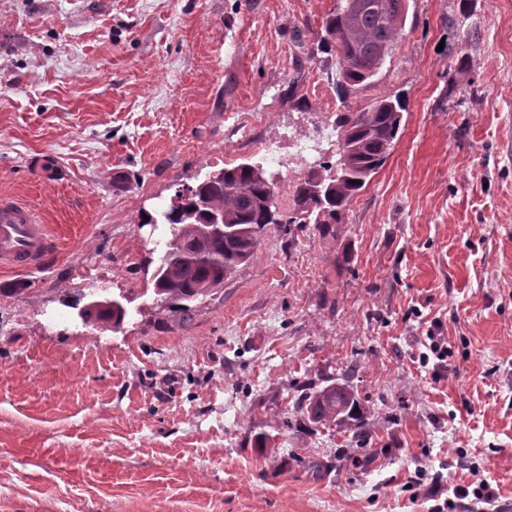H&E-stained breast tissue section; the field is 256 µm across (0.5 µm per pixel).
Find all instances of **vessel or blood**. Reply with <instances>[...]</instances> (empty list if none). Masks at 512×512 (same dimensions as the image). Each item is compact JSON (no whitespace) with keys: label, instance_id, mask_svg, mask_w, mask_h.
I'll return each instance as SVG.
<instances>
[{"label":"vessel or blood","instance_id":"b4317fda","mask_svg":"<svg viewBox=\"0 0 512 512\" xmlns=\"http://www.w3.org/2000/svg\"><path fill=\"white\" fill-rule=\"evenodd\" d=\"M52 244L49 230L25 202L0 197V268L40 267Z\"/></svg>","mask_w":512,"mask_h":512}]
</instances>
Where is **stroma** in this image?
Masks as SVG:
<instances>
[{
    "label": "stroma",
    "mask_w": 512,
    "mask_h": 512,
    "mask_svg": "<svg viewBox=\"0 0 512 512\" xmlns=\"http://www.w3.org/2000/svg\"><path fill=\"white\" fill-rule=\"evenodd\" d=\"M337 6L0 0V195L55 240L0 271V512H432L404 489L420 470L512 512V0H408L345 99L318 44ZM386 94L400 132L335 236L268 226L190 319L160 307L141 213L248 162L287 214L337 113ZM118 294L119 330L76 321ZM326 377L360 413L304 420L298 387ZM426 339L428 341L423 344L426 351L420 352L417 358L421 367H426L431 358L435 360L434 366L438 368L448 367V358L452 356L448 347V340L442 336H435L432 332H427Z\"/></svg>",
    "instance_id": "stroma-1"
}]
</instances>
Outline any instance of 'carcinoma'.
<instances>
[{"mask_svg":"<svg viewBox=\"0 0 512 512\" xmlns=\"http://www.w3.org/2000/svg\"><path fill=\"white\" fill-rule=\"evenodd\" d=\"M407 0H343L324 21L323 42L340 59L341 90L348 93L371 83L386 58L402 39ZM405 107L398 96L378 97L360 112L338 115L337 137L350 140L353 150L319 163L328 172L313 174L296 184L294 207L282 219L275 205L274 176L264 168L240 163L184 187L188 194L159 214L140 223L170 225L164 257L176 262L173 274L153 278L154 293L169 312L185 319L192 304L224 284V277L257 251L259 236L271 224L315 225L323 237L336 235L351 200L382 166L400 131ZM219 215L235 230L219 237L210 220ZM125 297L112 304L89 306L88 321L112 323L119 329L128 313ZM297 407L312 423L326 424L351 416L358 401L345 386L302 388Z\"/></svg>","mask_w":512,"mask_h":512,"instance_id":"obj_1","label":"carcinoma"}]
</instances>
